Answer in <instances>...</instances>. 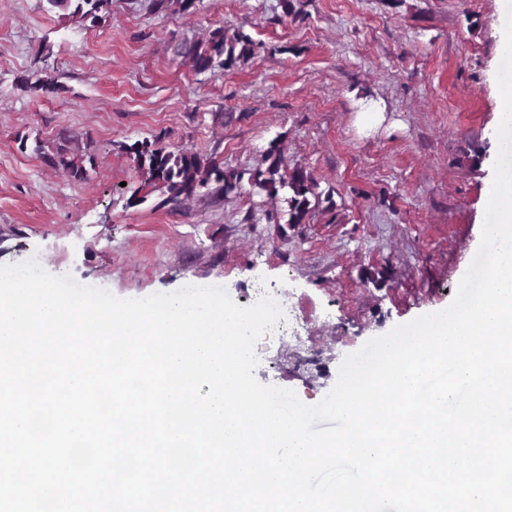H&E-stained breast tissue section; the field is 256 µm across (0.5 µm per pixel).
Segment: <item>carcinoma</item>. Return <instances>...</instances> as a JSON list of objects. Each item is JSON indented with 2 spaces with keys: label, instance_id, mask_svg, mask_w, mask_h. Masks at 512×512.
<instances>
[{
  "label": "carcinoma",
  "instance_id": "obj_1",
  "mask_svg": "<svg viewBox=\"0 0 512 512\" xmlns=\"http://www.w3.org/2000/svg\"><path fill=\"white\" fill-rule=\"evenodd\" d=\"M46 10L60 14L78 23L97 27L112 19V0H43ZM143 7L154 14H179L189 17L197 10V0H144ZM262 48L248 35L234 29L217 26L202 39L184 40L173 46L175 56L189 63L198 73L232 68L237 62L253 58ZM18 87L36 96L56 93L62 89L57 78L44 65L27 77L19 79ZM70 136L63 132L55 152L43 151L36 144L35 151L51 167H61L76 180L87 178L85 162L93 158L68 153ZM132 157L142 184L130 190L125 205L135 208L156 196V207L176 209L185 201L202 193L226 197L237 192L242 173L227 169L211 157L192 149L169 151L156 139H137L123 145ZM266 166L254 171L250 183L256 193L275 199L282 197L286 204L287 224H306L313 207L310 197L317 184L305 167H288L284 148L272 141L265 153Z\"/></svg>",
  "mask_w": 512,
  "mask_h": 512
}]
</instances>
